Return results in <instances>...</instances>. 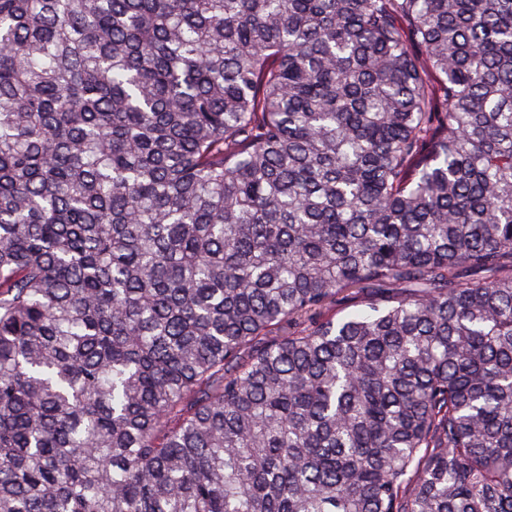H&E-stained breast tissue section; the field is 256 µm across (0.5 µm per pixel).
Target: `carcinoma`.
<instances>
[{
	"label": "carcinoma",
	"instance_id": "carcinoma-1",
	"mask_svg": "<svg viewBox=\"0 0 512 512\" xmlns=\"http://www.w3.org/2000/svg\"><path fill=\"white\" fill-rule=\"evenodd\" d=\"M0 512H512V0H0Z\"/></svg>",
	"mask_w": 512,
	"mask_h": 512
}]
</instances>
